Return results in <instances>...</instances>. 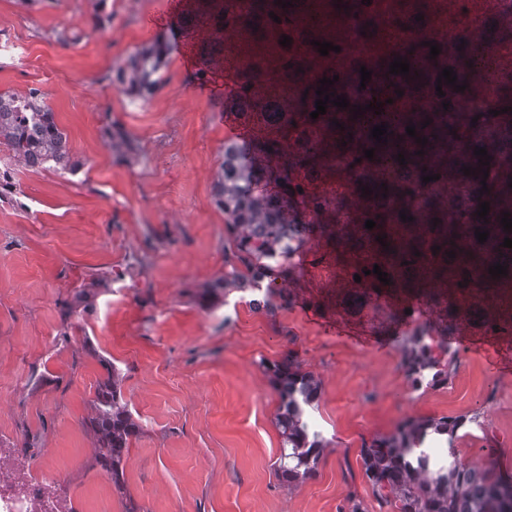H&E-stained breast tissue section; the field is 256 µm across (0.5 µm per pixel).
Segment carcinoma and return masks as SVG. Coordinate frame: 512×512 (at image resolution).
Here are the masks:
<instances>
[{"label":"carcinoma","mask_w":512,"mask_h":512,"mask_svg":"<svg viewBox=\"0 0 512 512\" xmlns=\"http://www.w3.org/2000/svg\"><path fill=\"white\" fill-rule=\"evenodd\" d=\"M388 7L394 28L433 26L437 15L430 0H394ZM197 13L184 20L190 26L198 19L213 32L235 31L270 48L269 57L230 59L224 42L213 39L200 53L197 78L210 79L213 66L224 61V85L233 105L243 117L257 118L250 161L242 159L233 144L224 147V163L215 183L213 199L226 217L227 243L231 255L223 284L239 290L255 287L261 279L289 285L297 275L291 260L311 241L320 249L319 260L346 273L354 311L371 305L387 323L414 321L403 338L400 365L413 389H436L448 385L458 352L448 347V336L469 325L486 336H512V248L502 246L512 231L500 224L503 213L512 214V75L493 79L494 116L476 108L458 111L459 102L479 93L460 77V71L475 61L469 43L432 39L441 52L430 58L422 42L395 47L390 36L375 22L381 0H292L282 7L278 0H197ZM280 18L275 22L269 13ZM424 16L421 21L416 15ZM360 21L364 38L376 51L374 61L352 57L350 39L343 35L345 23ZM291 44H279L283 37ZM488 41L502 49L512 47V26L499 23L486 28ZM328 42L340 51L322 56L313 42ZM410 63L409 74L389 73L395 58ZM167 58L166 42L159 40L135 54L133 65L116 72L114 82L142 100L159 89L156 73ZM371 71L366 87H360V67ZM446 67L453 68L456 91L437 79ZM339 76L328 87L331 94L326 114L313 119L320 80ZM404 92L398 96L396 91ZM349 101L336 107L337 97ZM421 98L430 107L416 106ZM393 103L388 104L386 100ZM383 103L381 114L364 109ZM448 108H443V104ZM363 107L360 114L354 109ZM509 108L503 113L501 109ZM477 122H472V119ZM432 123L425 124V121ZM344 129L336 127V123ZM388 125L381 141L371 137L376 125ZM415 126L416 136L406 127ZM425 137L424 145L416 138ZM107 138L118 157L124 159L133 145L125 131L112 124ZM24 167L41 171L66 165L77 170L67 139L57 124L46 96L38 89L24 95L0 94V143ZM491 156L479 163L475 148ZM374 149L373 159L365 151ZM422 154H417V151ZM405 157L399 164L398 154ZM267 166L278 188V199L259 189L256 171ZM469 167L475 174L466 175ZM358 174L351 182L347 176ZM440 175L428 185L433 195L420 191L423 177ZM486 181L488 191L480 193ZM372 193L365 195L361 188ZM285 200L320 216H339L343 223H299L285 218L278 200ZM489 213L477 216L481 203ZM409 217L403 221L400 213ZM439 222H434V219ZM376 226L368 230L365 222ZM489 232L481 243L475 231ZM384 237L386 246L376 241ZM438 246L440 250L433 251ZM454 252L455 257L447 256ZM500 264L507 275L493 276L489 267ZM388 274L389 284L378 275L365 274L374 266ZM361 281H355V276ZM411 313H405V310ZM279 397L275 424L283 439L276 475L285 485L302 482L316 473L329 447L312 418L321 394V381L302 367L297 352L290 350L279 361L265 366ZM477 417L443 416L401 421L393 434L365 440L360 449L364 475L373 494L389 512H512V480L479 470L463 462L456 450L461 429ZM93 438L95 461L121 484L122 461L130 441L142 424L134 419L115 373L99 381L85 421ZM437 434L448 442V460L425 457L416 449Z\"/></svg>","instance_id":"cac0c4a2"}]
</instances>
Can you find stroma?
<instances>
[{"instance_id": "obj_1", "label": "stroma", "mask_w": 512, "mask_h": 512, "mask_svg": "<svg viewBox=\"0 0 512 512\" xmlns=\"http://www.w3.org/2000/svg\"><path fill=\"white\" fill-rule=\"evenodd\" d=\"M154 0L24 5L0 0V27L26 48L0 65V92L41 90L83 167L65 179L11 164L0 199V446L26 448L34 476L65 468L70 512H380L363 475V440L403 419L477 417L457 444L477 469L512 479V373L497 376L468 348L448 386L411 390L400 368L403 324L340 305V269L311 263L293 307L254 309L247 292L218 288L227 269L223 211L213 186L224 160L223 76L197 94L185 33L141 100L115 70L163 35L148 28ZM121 125L136 148L115 163L105 128ZM90 306L62 320L91 280ZM322 382L313 417L331 442L312 478L282 485L275 462L279 398L263 365L288 350ZM107 357L143 425L114 485L96 465L85 427Z\"/></svg>"}]
</instances>
